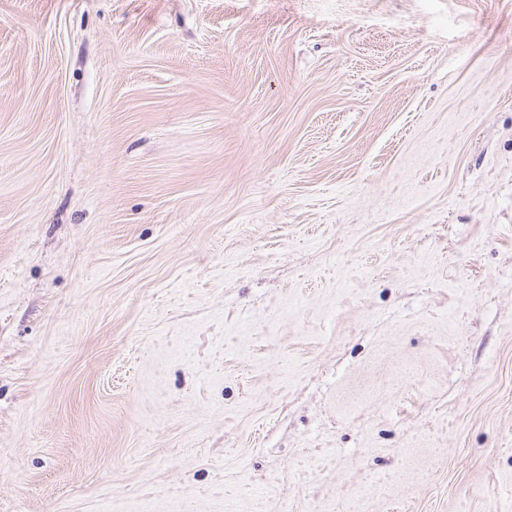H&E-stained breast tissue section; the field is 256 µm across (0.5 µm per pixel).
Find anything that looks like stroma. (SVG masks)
<instances>
[{
  "label": "stroma",
  "mask_w": 512,
  "mask_h": 512,
  "mask_svg": "<svg viewBox=\"0 0 512 512\" xmlns=\"http://www.w3.org/2000/svg\"><path fill=\"white\" fill-rule=\"evenodd\" d=\"M0 512H512V0H0Z\"/></svg>",
  "instance_id": "obj_1"
}]
</instances>
